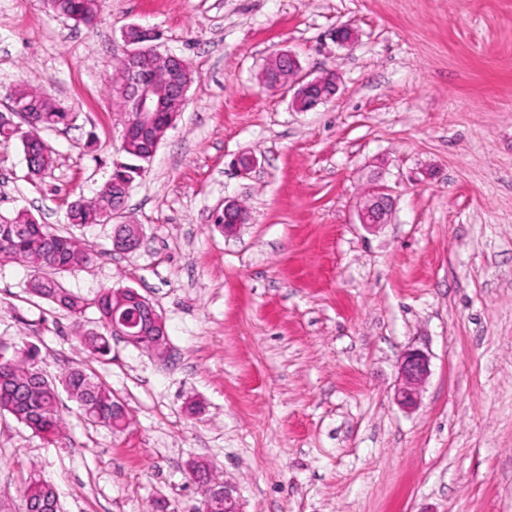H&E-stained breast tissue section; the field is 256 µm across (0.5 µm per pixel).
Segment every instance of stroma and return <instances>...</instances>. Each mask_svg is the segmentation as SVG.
Masks as SVG:
<instances>
[{"mask_svg":"<svg viewBox=\"0 0 512 512\" xmlns=\"http://www.w3.org/2000/svg\"><path fill=\"white\" fill-rule=\"evenodd\" d=\"M132 23L194 81L127 199L142 243L120 253L111 225L65 211L121 158L105 81ZM341 25L353 46L334 42ZM280 52L336 70L334 99L297 112L263 87ZM20 80L74 120L42 131L54 163L36 184L21 144H0V215L94 245L62 284L136 288L168 340L154 354L116 336L94 358L69 314L28 294L31 269L0 261V349L35 344L52 379L83 365L129 414L113 431L61 395L52 445L0 415V512H22L34 472L60 512H200L195 462L244 512H512V0H101L91 27L0 0V109ZM377 173L395 204L369 231L357 202ZM228 200L251 214L231 237L214 222ZM412 348L431 375L407 410L394 395Z\"/></svg>","mask_w":512,"mask_h":512,"instance_id":"35a3bbf8","label":"stroma"}]
</instances>
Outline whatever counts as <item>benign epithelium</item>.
Wrapping results in <instances>:
<instances>
[{
    "mask_svg": "<svg viewBox=\"0 0 512 512\" xmlns=\"http://www.w3.org/2000/svg\"><path fill=\"white\" fill-rule=\"evenodd\" d=\"M123 38L125 53L135 66L122 77L121 84L130 92L140 133L158 139L163 132L155 125L157 113L167 106L185 109L189 84L170 77L168 58L159 55L152 45L132 39L127 31ZM275 64L273 72L262 73V83L269 88L292 93L291 107L299 112H307L329 102L338 90L336 74L324 72L311 79L302 73L298 59L289 52L277 55ZM392 207L389 187L373 181L367 186L359 204V223L367 229H375L387 223ZM223 218L224 233L230 235L246 223L248 214L240 202L229 200L224 202ZM144 317L158 326L165 324L162 315L149 303L139 310H121L112 320V334L141 346L137 327ZM398 374L395 400L401 407L412 409L418 404L420 392L430 375L428 356L419 349L406 350L398 362ZM208 488L203 512H242L235 487L229 481L210 483Z\"/></svg>",
    "mask_w": 512,
    "mask_h": 512,
    "instance_id": "7a95c632",
    "label": "benign epithelium"
}]
</instances>
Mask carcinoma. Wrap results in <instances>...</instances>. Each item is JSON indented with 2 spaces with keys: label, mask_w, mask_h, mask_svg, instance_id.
<instances>
[{
  "label": "carcinoma",
  "mask_w": 512,
  "mask_h": 512,
  "mask_svg": "<svg viewBox=\"0 0 512 512\" xmlns=\"http://www.w3.org/2000/svg\"><path fill=\"white\" fill-rule=\"evenodd\" d=\"M48 8L56 15L84 25L97 22L99 0H47ZM126 57L115 64L107 81V88L116 106L133 117L131 103L122 92L116 76L128 68ZM13 110L27 112L36 122L35 135L23 144L29 159L28 178L37 182L51 170L53 156L40 132L67 125L73 113L62 103L43 91L20 83L8 91ZM123 160L113 164L112 173L91 198L72 200L66 210L68 224L83 227L100 224L117 215L124 202L123 186L134 184L146 171L156 150L148 141L136 138L120 144ZM0 258L25 263L34 269L28 289L40 299L67 311L75 322L81 343L92 355L106 359L112 353V306L121 289L102 288L91 298L79 296L66 288L55 275L92 265L97 252L89 243L74 236L55 233L46 224L38 223L26 210H18L0 219ZM94 307L99 313L100 327L86 329L81 323L85 311ZM37 349L23 343L14 352L0 357V414H8L24 424L37 436L52 440L62 430L59 411V389H64L77 404L82 415L93 423L111 430H121L127 424L123 403L112 389L85 368L76 366L63 374L59 382L50 380L36 359ZM26 512H59V501L54 487L32 476L24 490Z\"/></svg>",
  "instance_id": "obj_1"
}]
</instances>
